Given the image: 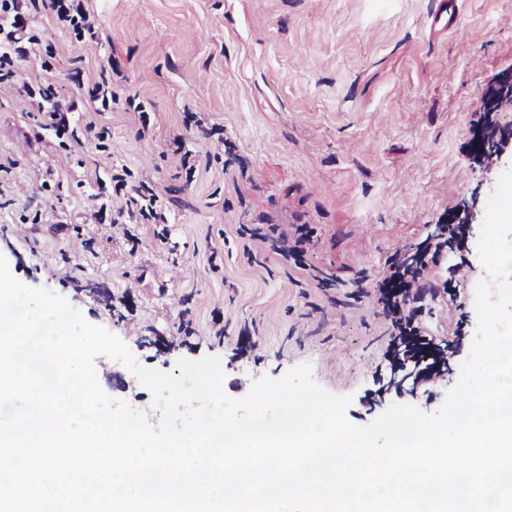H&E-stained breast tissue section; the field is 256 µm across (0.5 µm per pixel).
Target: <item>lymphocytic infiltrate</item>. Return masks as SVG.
Here are the masks:
<instances>
[{"label": "lymphocytic infiltrate", "mask_w": 512, "mask_h": 512, "mask_svg": "<svg viewBox=\"0 0 512 512\" xmlns=\"http://www.w3.org/2000/svg\"><path fill=\"white\" fill-rule=\"evenodd\" d=\"M48 13L76 39L99 37L97 21L83 0H0V67L15 76V63L29 61L36 39L28 29L34 16ZM35 79L38 109L45 128L64 132L68 115L54 94L55 78L48 63H41ZM464 224H440L416 245L396 250L385 269L368 283L365 292L390 337L386 357L396 368L412 367L417 376L430 381L440 376L445 358L432 339L425 335L420 317L425 307L440 295L437 269L448 250L467 236ZM253 239L267 244L271 252L302 266L313 237L308 225L291 224L272 233L253 230Z\"/></svg>", "instance_id": "obj_1"}]
</instances>
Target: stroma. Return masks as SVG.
Returning a JSON list of instances; mask_svg holds the SVG:
<instances>
[{
	"label": "stroma",
	"mask_w": 512,
	"mask_h": 512,
	"mask_svg": "<svg viewBox=\"0 0 512 512\" xmlns=\"http://www.w3.org/2000/svg\"><path fill=\"white\" fill-rule=\"evenodd\" d=\"M84 3L98 40L76 42L46 15L30 28L70 107L64 135L42 128L24 79L0 82V255L12 275L66 298L142 366L218 357L234 399L306 363L317 384L351 396L354 425L394 403L436 412L476 332L473 285L487 276L477 240L450 253L468 276L427 317L452 349L432 392L381 369L389 338L358 295L443 215L485 211L500 171L475 164L470 129L488 87L512 74V0H456L445 30L440 0ZM78 69L107 77L111 110L96 111ZM91 121L104 139L87 135ZM214 126L233 154L209 138ZM120 172L157 194V223H132ZM262 224L314 228L306 261L328 288L296 284L292 263L249 238ZM459 319L461 336L450 335ZM95 369L107 394L159 421L124 365L100 356Z\"/></svg>",
	"instance_id": "1"
}]
</instances>
